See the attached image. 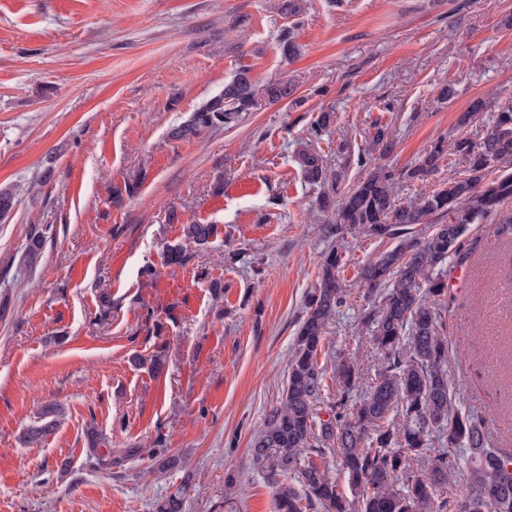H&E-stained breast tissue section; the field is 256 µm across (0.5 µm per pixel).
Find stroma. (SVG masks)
I'll return each mask as SVG.
<instances>
[{"mask_svg": "<svg viewBox=\"0 0 512 512\" xmlns=\"http://www.w3.org/2000/svg\"><path fill=\"white\" fill-rule=\"evenodd\" d=\"M275 0H0V512H155L184 473L94 469L86 430L113 449L166 448L196 475L185 512H275L248 448L279 401L308 293L331 241L322 187L295 152L322 112L317 149L338 176L332 202L365 170L376 126L399 171L438 138L480 141L512 105V0H305L285 19ZM289 30L300 49L282 56ZM292 98L260 103L237 126L170 135L239 68ZM453 97L441 101L444 85ZM488 107L465 128L460 112ZM140 178L135 197L115 198ZM223 182V194L214 191ZM217 232L186 266L163 264L190 221ZM49 228L33 268L20 266L30 225ZM474 225L467 284L445 315L447 373L490 418L493 447L512 450V240ZM377 243L348 235L346 303L322 362L378 355L361 322L359 278ZM223 294H214L212 282ZM112 314L100 320L101 292ZM161 356L152 372L133 356ZM65 417L41 444L20 436L41 408ZM187 470V471H188ZM234 475L232 509L224 480ZM394 147V141L388 138L387 131L379 129L370 139L368 145V155L378 152V156L380 158H386L393 153ZM368 155H361V157L358 159L361 166L364 167L368 164Z\"/></svg>", "mask_w": 512, "mask_h": 512, "instance_id": "obj_1", "label": "stroma"}]
</instances>
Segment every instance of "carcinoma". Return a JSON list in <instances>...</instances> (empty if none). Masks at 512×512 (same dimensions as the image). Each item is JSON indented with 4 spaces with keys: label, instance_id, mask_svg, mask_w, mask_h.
I'll list each match as a JSON object with an SVG mask.
<instances>
[{
    "label": "carcinoma",
    "instance_id": "carcinoma-1",
    "mask_svg": "<svg viewBox=\"0 0 512 512\" xmlns=\"http://www.w3.org/2000/svg\"><path fill=\"white\" fill-rule=\"evenodd\" d=\"M292 92L286 81L260 87L241 69L173 137L187 140L203 129L232 128L259 100L278 103ZM394 147L380 129L359 163L366 166L371 153L386 158ZM447 155L465 164L458 176L413 199H395L396 177L422 181ZM295 159L310 184L336 186V174L314 149L298 150ZM509 160L512 106L497 112L480 142L440 139L400 174L375 167L343 194L327 220L328 236L339 242L355 233L392 243L360 271L374 300L362 321L380 361L359 397L363 371L352 358H340L333 369L336 397L324 400L328 367L319 352L328 325L346 303L345 252L333 245L323 253L317 285L307 296L282 396L248 448L250 466L272 487L277 512H512V453L490 446L489 420L466 407L464 393L448 385L451 346L442 318L448 284L434 275L450 259L467 260L471 225L495 220L500 234L512 235V215H500L512 199V172L496 171ZM215 233L213 224L184 225V242L169 246L163 263L185 265L188 245L204 246ZM45 242L43 232L31 228L25 254L35 258ZM62 416L59 405L46 406L23 441L45 440ZM87 440L86 455L100 470L140 457L138 448L112 453L109 440L94 430ZM328 455L336 456L349 492L330 475ZM148 458L155 473L186 467L166 448L151 449ZM457 475L463 487L448 490ZM186 489L159 501L156 512H184Z\"/></svg>",
    "mask_w": 512,
    "mask_h": 512
}]
</instances>
